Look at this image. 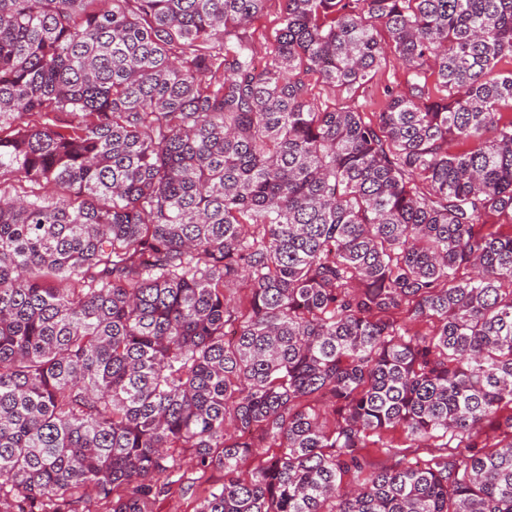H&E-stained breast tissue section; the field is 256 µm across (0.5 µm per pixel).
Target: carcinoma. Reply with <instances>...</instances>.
Wrapping results in <instances>:
<instances>
[{
  "instance_id": "carcinoma-1",
  "label": "carcinoma",
  "mask_w": 512,
  "mask_h": 512,
  "mask_svg": "<svg viewBox=\"0 0 512 512\" xmlns=\"http://www.w3.org/2000/svg\"><path fill=\"white\" fill-rule=\"evenodd\" d=\"M265 2L0 0V512H512V0ZM280 10V0H268L264 11L253 22L251 32L258 57L262 63L265 62L272 50L275 32L279 28ZM308 80L310 99L320 109L333 110L352 107L358 109L359 112H366L370 116L371 112L382 111L387 88L404 89L406 71L397 59L390 57L368 84L359 87L351 95L338 90L330 91L320 81H317L316 77L310 76ZM223 481V471H208L197 482L194 494L184 493L179 483H173L169 491L156 503L155 512H195L198 500L205 495L206 489Z\"/></svg>"
}]
</instances>
